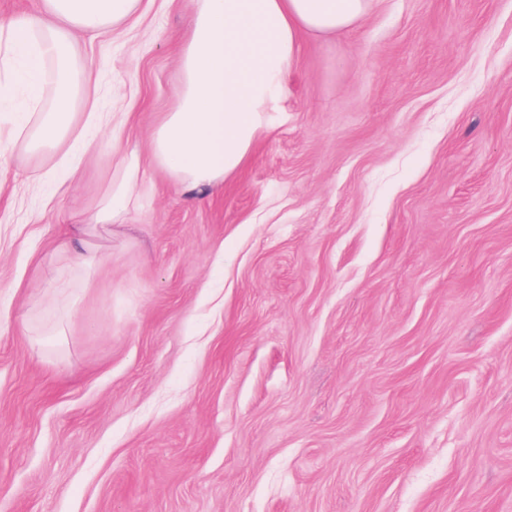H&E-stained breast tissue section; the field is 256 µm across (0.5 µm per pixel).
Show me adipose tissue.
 Segmentation results:
<instances>
[{
  "mask_svg": "<svg viewBox=\"0 0 512 512\" xmlns=\"http://www.w3.org/2000/svg\"><path fill=\"white\" fill-rule=\"evenodd\" d=\"M370 0H191L179 36L181 81L174 104L155 120L149 154L117 151L118 175L103 189L80 241L65 238L85 269L105 253L91 239L120 223L137 201L144 163L196 197L221 186L249 160L265 114L292 65L299 38L329 35L364 18ZM150 0H40L35 18L0 21V123L12 145L56 159L73 184L70 156L88 124L103 121L77 33L109 34L134 24Z\"/></svg>",
  "mask_w": 512,
  "mask_h": 512,
  "instance_id": "adipose-tissue-1",
  "label": "adipose tissue"
}]
</instances>
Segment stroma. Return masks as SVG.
I'll return each mask as SVG.
<instances>
[{"instance_id":"obj_1","label":"stroma","mask_w":512,"mask_h":512,"mask_svg":"<svg viewBox=\"0 0 512 512\" xmlns=\"http://www.w3.org/2000/svg\"><path fill=\"white\" fill-rule=\"evenodd\" d=\"M190 0L78 38L80 179L0 133V512H512V0L306 34L248 163L61 251L146 150ZM79 245H74L73 238L69 237L68 231H65V240L63 247L71 250L77 263L87 270H94L100 267L105 259V252L87 239L78 240Z\"/></svg>"}]
</instances>
